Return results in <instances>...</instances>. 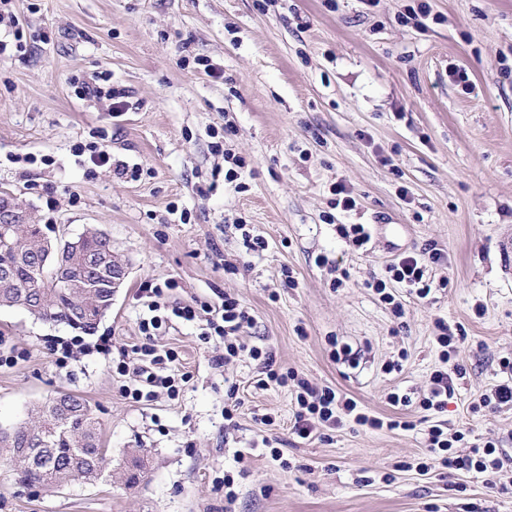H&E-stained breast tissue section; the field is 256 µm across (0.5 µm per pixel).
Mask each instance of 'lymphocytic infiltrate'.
<instances>
[{
  "instance_id": "lymphocytic-infiltrate-1",
  "label": "lymphocytic infiltrate",
  "mask_w": 512,
  "mask_h": 512,
  "mask_svg": "<svg viewBox=\"0 0 512 512\" xmlns=\"http://www.w3.org/2000/svg\"><path fill=\"white\" fill-rule=\"evenodd\" d=\"M425 258L404 254L393 259L385 267L383 276L374 278L371 287L380 300L390 305L394 316H402L404 306L394 294L393 285L409 288L418 298H426L434 288L433 280L427 275L428 264L439 265L445 262L446 255L436 246H428ZM176 286L168 280L157 284L146 280L140 283L136 298L142 301L148 310L147 317L139 322L144 337L141 344L129 350H120L116 371L119 375H134V387L124 388L125 398L133 402L152 400L157 389H165L169 396H178L177 380L168 369L177 361L175 350H159L153 338L168 328L173 320L192 322L203 321L202 340L220 339L223 353L213 356L214 365L223 367L235 361L252 360L261 368L260 385L275 384L292 386L297 409L294 413L293 433L300 439L314 437L320 429H333L342 426L345 419H352L359 426L373 429L388 427L391 429L410 428V421H383L376 416L361 412L357 402L341 395L329 386H321L300 377L297 372L275 368L272 357L257 346H249L241 341L244 329L252 327L254 319L240 300L232 294L221 293L217 302H205L197 306L170 299L168 293ZM435 341L440 349L443 368L431 373L426 389L419 401L424 411L444 412L448 401L455 393V382L463 378L464 370L460 365L452 364L456 351L457 336L444 320L435 323ZM464 432H449L444 424L438 423L428 429L426 448L429 456L439 460L442 467L449 470L486 474L501 472L503 463L497 454L493 441L471 443L466 454L458 455L453 451L455 443L463 441Z\"/></svg>"
}]
</instances>
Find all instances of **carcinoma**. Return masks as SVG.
I'll use <instances>...</instances> for the list:
<instances>
[{"mask_svg":"<svg viewBox=\"0 0 512 512\" xmlns=\"http://www.w3.org/2000/svg\"><path fill=\"white\" fill-rule=\"evenodd\" d=\"M85 253L104 254L115 269L111 238L88 227L75 241L51 242L40 224L0 223V307H22L32 316L64 323L85 334L96 331L112 307L111 284L86 269ZM33 424L0 430L5 461L22 482L63 487L112 472V459L100 446L98 422L89 402L60 391L37 407Z\"/></svg>","mask_w":512,"mask_h":512,"instance_id":"cac0c4a2","label":"carcinoma"}]
</instances>
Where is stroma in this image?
I'll list each match as a JSON object with an SVG mask.
<instances>
[{"label":"stroma","instance_id":"35a3bbf8","mask_svg":"<svg viewBox=\"0 0 512 512\" xmlns=\"http://www.w3.org/2000/svg\"><path fill=\"white\" fill-rule=\"evenodd\" d=\"M327 2L16 0L26 49L0 56V200L15 223L48 224L52 236L93 225L111 237L125 279L85 343L141 342L142 281L176 280L181 302L225 291L255 319L242 341L267 346L277 367L416 428L350 425L300 439L289 389L258 387L248 360L215 367L222 347L203 342L195 322L155 339L179 353V396L162 390L134 403L122 394L133 376L102 354L56 366L51 345L75 329L1 308L0 352L21 358L0 367V426L32 421L57 391L80 394L113 468L135 453L143 475L132 487L116 475L28 486L0 462V512H512V485L498 476L435 463L420 472L423 412L389 400L418 397L441 368L434 320L457 326L465 376L440 418L496 441L512 474V404L472 408L512 357V0H429L435 20L424 30L399 22L409 0ZM183 55L223 78L180 68ZM95 72L126 91L121 115L75 97L71 79ZM221 124L232 127L225 148L245 162L232 182L211 149L209 131ZM95 134L114 160L139 165L140 178L108 167L87 175L72 147ZM28 153L53 163H15ZM339 183L354 210L335 208ZM239 220L267 239L265 251L246 255ZM340 224L368 225L366 252L337 234ZM430 243L448 256L428 267L441 287L424 299L397 288L405 314L394 317L367 283ZM228 261L248 268L226 273ZM338 270L347 279L336 289ZM332 336L358 367L333 358ZM402 350V371L384 372ZM231 383L241 405L228 421Z\"/></svg>","mask_w":512,"mask_h":512}]
</instances>
